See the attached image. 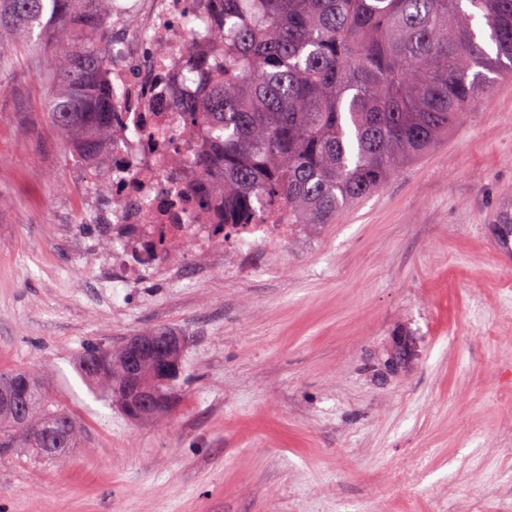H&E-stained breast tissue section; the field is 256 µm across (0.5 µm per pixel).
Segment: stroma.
Instances as JSON below:
<instances>
[{"label": "stroma", "mask_w": 512, "mask_h": 512, "mask_svg": "<svg viewBox=\"0 0 512 512\" xmlns=\"http://www.w3.org/2000/svg\"><path fill=\"white\" fill-rule=\"evenodd\" d=\"M43 48L0 29V371L84 429L54 462L0 453V512H512V74L335 223L242 272L188 258L102 292L48 120ZM165 326L188 376L140 420L77 373L92 342Z\"/></svg>", "instance_id": "35a3bbf8"}]
</instances>
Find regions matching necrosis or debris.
Listing matches in <instances>:
<instances>
[{
	"label": "necrosis or debris",
	"instance_id": "4bbe7bcc",
	"mask_svg": "<svg viewBox=\"0 0 512 512\" xmlns=\"http://www.w3.org/2000/svg\"><path fill=\"white\" fill-rule=\"evenodd\" d=\"M202 0H113L112 86L118 92L112 132L96 161L102 184L85 200L99 238L111 243L102 276L116 286L151 273L181 274L192 255L220 263L224 248L251 270L257 253L288 241L297 225H224L217 174L193 164L201 131L186 132L181 110L205 88L187 69L189 49L221 56L224 44L191 27Z\"/></svg>",
	"mask_w": 512,
	"mask_h": 512
}]
</instances>
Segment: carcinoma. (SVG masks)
<instances>
[{
  "label": "carcinoma",
  "instance_id": "cac0c4a2",
  "mask_svg": "<svg viewBox=\"0 0 512 512\" xmlns=\"http://www.w3.org/2000/svg\"><path fill=\"white\" fill-rule=\"evenodd\" d=\"M200 26L224 40L221 57L192 55L212 75L183 104L189 130H206L195 158L222 173L230 224H331L342 209L426 152L512 72V0H209ZM112 0H0V25L57 33L46 52L56 83L52 119L90 159L112 132V57L102 43ZM152 345L128 380L126 347ZM183 337L138 332L114 351L93 342L78 372L117 396L134 419L148 392L165 408L182 372ZM81 431L35 375L0 371V448L62 460Z\"/></svg>",
  "mask_w": 512,
  "mask_h": 512
}]
</instances>
